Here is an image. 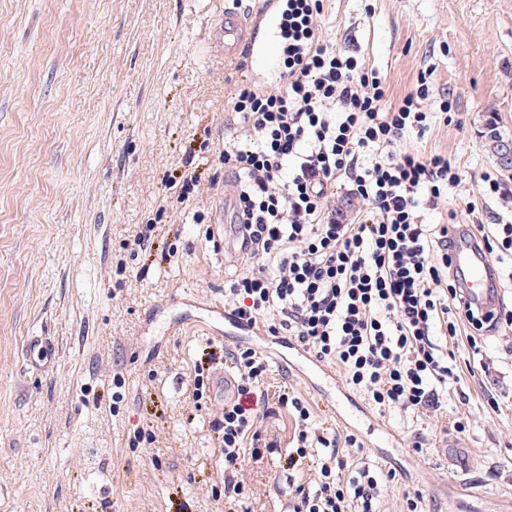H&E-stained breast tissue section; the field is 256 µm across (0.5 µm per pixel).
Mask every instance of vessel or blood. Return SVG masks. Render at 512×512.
Here are the masks:
<instances>
[{"label":"vessel or blood","instance_id":"obj_1","mask_svg":"<svg viewBox=\"0 0 512 512\" xmlns=\"http://www.w3.org/2000/svg\"><path fill=\"white\" fill-rule=\"evenodd\" d=\"M285 8V0H262L251 14H240L230 6L219 11L210 32V41L223 51L225 64L247 70L260 67L276 70L277 58L286 48L276 36ZM452 237V270L463 280V306L484 314L495 312L500 294L496 275L482 250L464 228L454 229ZM290 350L289 364L305 379L332 382V373L308 351L296 344L291 345ZM55 353V342L49 336L29 337L23 347L27 364L37 370L50 368Z\"/></svg>","mask_w":512,"mask_h":512}]
</instances>
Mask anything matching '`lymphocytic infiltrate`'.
<instances>
[{
  "instance_id": "f902f5d3",
  "label": "lymphocytic infiltrate",
  "mask_w": 512,
  "mask_h": 512,
  "mask_svg": "<svg viewBox=\"0 0 512 512\" xmlns=\"http://www.w3.org/2000/svg\"><path fill=\"white\" fill-rule=\"evenodd\" d=\"M322 11V0H288V58L278 86L243 87L224 113L234 132L220 156L234 176L238 240L243 259L259 263L230 283L224 305L237 321L294 337L339 367L379 411L434 414L460 381L436 327L453 337L462 320L477 335L489 323L511 327L512 312L491 317L462 308L448 255V227L458 215L425 221L461 181L447 155L399 147L407 133L428 127L426 84L386 105L379 73L320 38ZM340 188L361 204L359 223L329 207ZM224 356L237 396L210 427L224 457L225 503L250 496L246 460L280 452L293 470L318 448L316 484L289 490V512H378L381 483L369 467L340 476V449L359 447L358 438L326 436L294 388L281 386L269 399L268 363L256 350L241 346ZM275 406L295 423L283 450L261 435Z\"/></svg>"
}]
</instances>
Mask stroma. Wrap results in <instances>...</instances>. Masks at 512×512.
<instances>
[{"instance_id":"stroma-1","label":"stroma","mask_w":512,"mask_h":512,"mask_svg":"<svg viewBox=\"0 0 512 512\" xmlns=\"http://www.w3.org/2000/svg\"><path fill=\"white\" fill-rule=\"evenodd\" d=\"M214 0H0V512H224L215 490L224 464L210 422L218 387L194 403V366L238 344L224 318L183 304L202 293L224 300L246 272L219 249L212 224L233 178L219 157L224 108L240 85L266 87L260 70L239 76L206 48ZM321 39L385 79L399 102L426 78L425 133L401 146L448 154L462 182L426 211L444 224L491 225L512 217V195L485 197L498 172L484 138L494 123L512 136V0H324ZM450 114H443L445 101ZM202 178L178 201L171 177ZM153 225L149 256L135 254ZM57 344L53 371L26 369L28 336ZM469 326L440 338L462 377L434 417L378 412L381 433L350 449L381 472V512H404L422 493L428 512H512V328L469 348ZM124 400L113 406V376ZM290 384L316 426L347 429L299 378L270 364L265 387ZM469 421L466 435L455 417ZM158 441L132 447L135 433ZM429 446L415 453L417 434ZM248 512H288V486L313 487L315 463L285 470L278 456L250 463Z\"/></svg>"}]
</instances>
